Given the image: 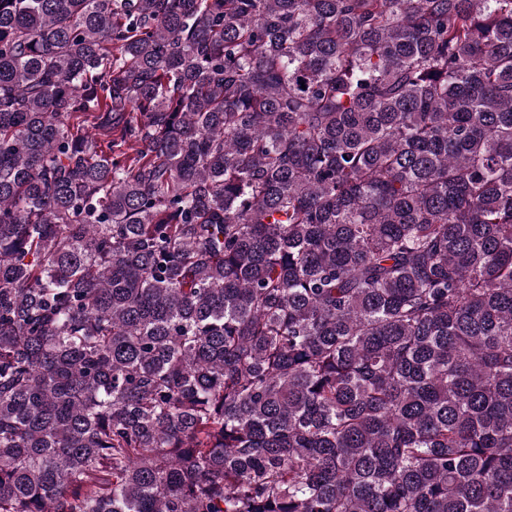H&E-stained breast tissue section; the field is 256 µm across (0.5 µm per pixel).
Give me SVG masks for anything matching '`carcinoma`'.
<instances>
[{
	"instance_id": "1",
	"label": "carcinoma",
	"mask_w": 512,
	"mask_h": 512,
	"mask_svg": "<svg viewBox=\"0 0 512 512\" xmlns=\"http://www.w3.org/2000/svg\"><path fill=\"white\" fill-rule=\"evenodd\" d=\"M0 512H512V0H0Z\"/></svg>"
}]
</instances>
